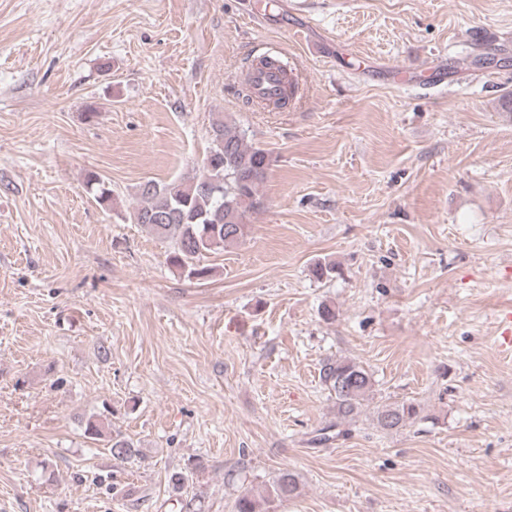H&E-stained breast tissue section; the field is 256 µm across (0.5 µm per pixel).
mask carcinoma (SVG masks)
Masks as SVG:
<instances>
[{"mask_svg": "<svg viewBox=\"0 0 512 512\" xmlns=\"http://www.w3.org/2000/svg\"><path fill=\"white\" fill-rule=\"evenodd\" d=\"M212 159L203 163L199 173L178 182L147 180L138 186V205L130 217L150 235L169 239L173 251L171 265L182 269L187 277L201 280L210 273L202 264L207 255L241 241L248 233L246 213L260 206L259 185L267 176L269 154L247 143L245 132L226 119L211 124ZM85 187L105 207L114 203L112 190L96 172L85 177ZM320 379L333 400L337 428L354 421L365 402L372 399L375 381L369 371L350 358L326 360ZM420 418V408L413 401L382 403L373 408V422L386 432H397ZM85 434L103 442L113 458L134 463L142 458L135 443L121 432L107 431L102 420L90 417ZM300 493L296 475L282 471L273 480L266 500L286 501Z\"/></svg>", "mask_w": 512, "mask_h": 512, "instance_id": "cac0c4a2", "label": "carcinoma"}]
</instances>
